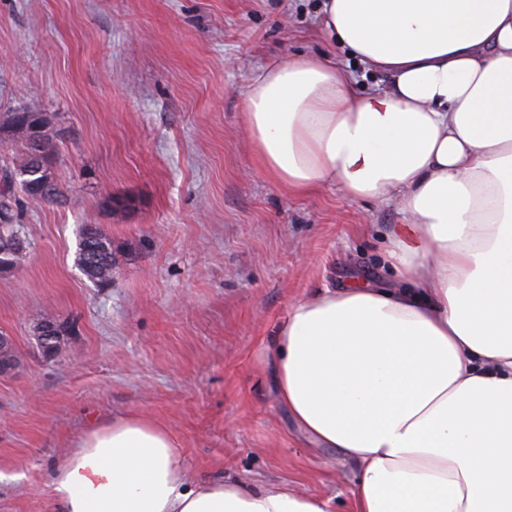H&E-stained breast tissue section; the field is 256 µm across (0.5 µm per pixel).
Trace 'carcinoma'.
<instances>
[{
	"label": "carcinoma",
	"mask_w": 512,
	"mask_h": 512,
	"mask_svg": "<svg viewBox=\"0 0 512 512\" xmlns=\"http://www.w3.org/2000/svg\"><path fill=\"white\" fill-rule=\"evenodd\" d=\"M51 126L52 116L20 108L0 115V143L6 141L23 147L12 166L0 174V275L17 269L30 252V242L18 224L19 198L29 203L48 202L32 187L35 179L23 176L31 164L29 137L35 124ZM76 264L93 284L104 286L112 280V238L96 224H83L78 232Z\"/></svg>",
	"instance_id": "obj_1"
}]
</instances>
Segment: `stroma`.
I'll use <instances>...</instances> for the list:
<instances>
[{
    "label": "stroma",
    "mask_w": 512,
    "mask_h": 512,
    "mask_svg": "<svg viewBox=\"0 0 512 512\" xmlns=\"http://www.w3.org/2000/svg\"><path fill=\"white\" fill-rule=\"evenodd\" d=\"M320 0H0V113L53 112L61 201L25 204L23 266L0 278V512H53L51 474L82 436L142 414L191 480L285 487L352 512L356 473L297 429L267 351L289 305L361 280L392 287L401 216L339 189L264 175L242 91L275 55L332 52L362 90L379 75L318 39ZM112 239V282L75 265L78 228ZM73 325L45 359L31 335Z\"/></svg>",
    "instance_id": "obj_1"
}]
</instances>
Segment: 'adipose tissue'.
Wrapping results in <instances>:
<instances>
[{"label": "adipose tissue", "instance_id": "adipose-tissue-1", "mask_svg": "<svg viewBox=\"0 0 512 512\" xmlns=\"http://www.w3.org/2000/svg\"><path fill=\"white\" fill-rule=\"evenodd\" d=\"M322 31L385 78L278 56L243 92L262 173L396 207V288L294 301L280 402L358 473L353 512H512V0H322ZM53 512H328L317 497L188 482L161 423L89 430Z\"/></svg>", "mask_w": 512, "mask_h": 512}]
</instances>
